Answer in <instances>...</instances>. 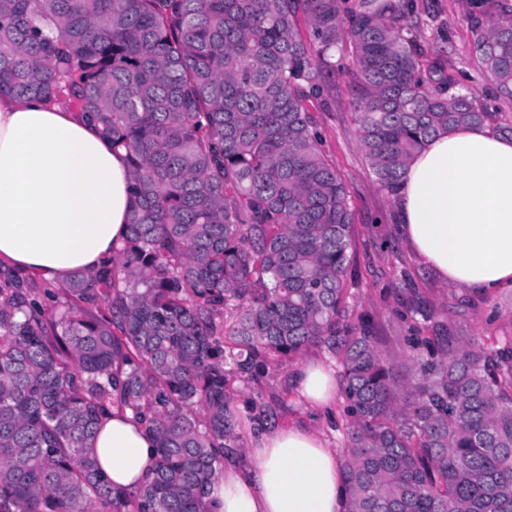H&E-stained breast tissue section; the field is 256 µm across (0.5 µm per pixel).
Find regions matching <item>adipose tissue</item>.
<instances>
[{
  "label": "adipose tissue",
  "instance_id": "adipose-tissue-1",
  "mask_svg": "<svg viewBox=\"0 0 512 512\" xmlns=\"http://www.w3.org/2000/svg\"><path fill=\"white\" fill-rule=\"evenodd\" d=\"M396 218L410 250L462 292L512 288V138L485 126L436 135L409 160ZM130 190L123 156L75 112L0 97V265L56 282L111 262L127 236ZM292 383L314 410H330L334 370L302 363ZM112 482L145 481L155 444L130 411L113 410L95 441ZM212 512H344L338 456L306 425L251 427L227 455Z\"/></svg>",
  "mask_w": 512,
  "mask_h": 512
}]
</instances>
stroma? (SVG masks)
<instances>
[{"mask_svg": "<svg viewBox=\"0 0 512 512\" xmlns=\"http://www.w3.org/2000/svg\"><path fill=\"white\" fill-rule=\"evenodd\" d=\"M465 0H410L415 34L430 52H444L448 66L461 81L474 88L502 122L512 125V103L494 101L492 77L473 60L472 36L465 20ZM323 144L349 187L356 238L353 246L347 304L352 313H367L384 320L383 333L398 335L387 324L389 311L397 308V289L413 288L441 308L466 336L483 346L512 336V289L485 295L465 294L436 279L408 252L392 219L395 202L377 189L366 167L354 123L351 96L344 78L336 80V97L321 115ZM291 369L269 373L262 385L243 388L235 401L240 422L253 421L254 403L270 405L276 424L301 422L319 432L330 447L343 450L347 444V421L342 410L332 415L312 412L290 391Z\"/></svg>", "mask_w": 512, "mask_h": 512, "instance_id": "1", "label": "stroma"}]
</instances>
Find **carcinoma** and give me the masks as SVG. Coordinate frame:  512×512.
<instances>
[{"mask_svg": "<svg viewBox=\"0 0 512 512\" xmlns=\"http://www.w3.org/2000/svg\"><path fill=\"white\" fill-rule=\"evenodd\" d=\"M0 0V96L83 113L125 152L128 234L62 287L0 269V512H208L232 403L312 349L341 367L345 512H512V337L475 346L417 295L416 370L345 306L348 187L316 113L347 77L378 189L441 132L512 135L412 31L408 0ZM512 101V0H468ZM352 67L334 62L337 50ZM154 437L145 484L100 471L99 422Z\"/></svg>", "mask_w": 512, "mask_h": 512, "instance_id": "1", "label": "carcinoma"}]
</instances>
